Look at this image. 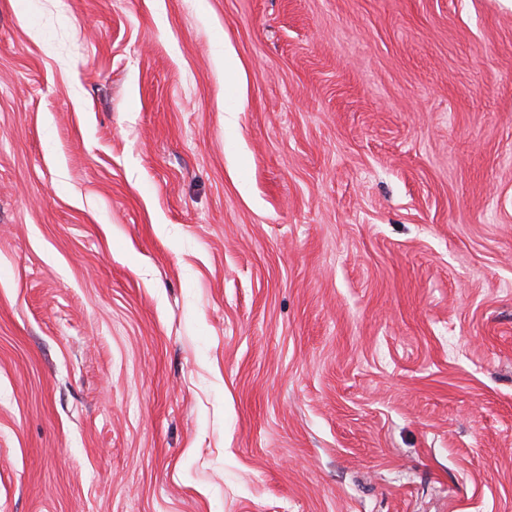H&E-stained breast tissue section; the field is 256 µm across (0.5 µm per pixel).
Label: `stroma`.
<instances>
[{
  "instance_id": "35a3bbf8",
  "label": "stroma",
  "mask_w": 512,
  "mask_h": 512,
  "mask_svg": "<svg viewBox=\"0 0 512 512\" xmlns=\"http://www.w3.org/2000/svg\"><path fill=\"white\" fill-rule=\"evenodd\" d=\"M0 512H512V6L0 0Z\"/></svg>"
}]
</instances>
